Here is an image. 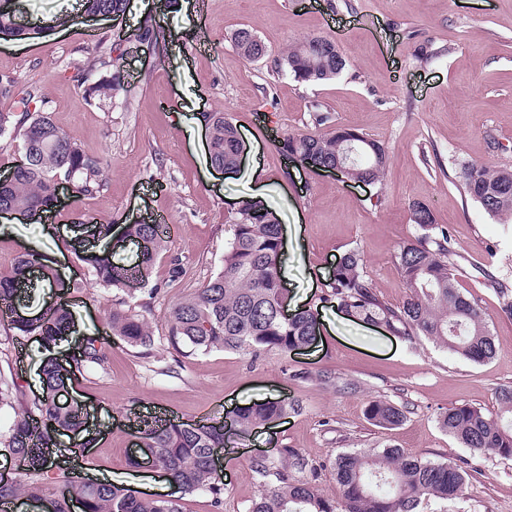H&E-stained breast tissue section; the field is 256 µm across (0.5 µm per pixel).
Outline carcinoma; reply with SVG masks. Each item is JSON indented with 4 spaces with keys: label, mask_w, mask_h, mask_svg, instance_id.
Returning <instances> with one entry per match:
<instances>
[{
    "label": "carcinoma",
    "mask_w": 512,
    "mask_h": 512,
    "mask_svg": "<svg viewBox=\"0 0 512 512\" xmlns=\"http://www.w3.org/2000/svg\"><path fill=\"white\" fill-rule=\"evenodd\" d=\"M84 13L108 17L125 12L127 0H80ZM28 29L18 26L7 12L0 11V40H20ZM239 54L248 61H265L271 71L288 74L305 83H321L338 76L346 66L339 47L331 38L311 36L270 55L264 42L241 25L230 33ZM143 41L160 48L166 33L147 15L139 25L110 45L107 56L91 61L74 75L89 98L116 99L124 83L123 59L127 51ZM0 99L13 101V109L0 110V151L21 138L23 154L16 161L13 177L0 183V211H17L33 219L58 206L61 183L71 184L75 200L92 196L104 187L101 159L87 154L53 121L48 99L41 86L29 85L17 93L15 79L0 74ZM209 161L215 167L231 168L239 153L237 126L216 113L209 120ZM277 151L296 154L314 170L342 165L355 182L375 183L383 179L389 156L386 147L354 129L334 125L322 135L283 133ZM459 182L464 193L490 217L512 223V168L464 163ZM414 228L412 236L400 243L394 260L405 288L397 305L377 294L359 249H351L339 260L329 288L338 307L347 314L380 325L408 341L428 340L472 363H484L496 354L489 316L472 295H465L458 280V253L448 225L436 222L424 203L409 205ZM270 211L259 201L241 202L235 217L225 228L224 266L203 288L175 304L170 313L168 346L181 353L218 348L259 358L270 350L284 354L310 345L317 325L315 313L304 310L285 319L279 308L286 299L281 285V226L267 223ZM126 237L151 246L140 251L139 260L126 264L115 253L92 260L96 284L121 287L130 280L150 287L153 269L165 247L160 224H130ZM171 287L183 273L182 259L168 257ZM59 295L82 288L64 279L40 262L35 254L19 256L9 274L0 276V305L14 311L37 301L42 283ZM500 306L498 315L512 319V289L497 280L489 281ZM112 335L125 344L150 353L154 338L143 318L125 303L105 310ZM19 336L36 334L47 346L66 340L72 333L73 318L63 305H54L38 321L10 320ZM110 360V344L97 337L87 338L79 347L75 366L67 367L46 359L41 368V397L23 403L17 411L8 437L0 451L22 456L27 463V484H0V499L24 495L39 497L51 481L57 497L53 512H70L74 499L82 500L81 512H181L176 495L198 491L210 497L212 512L224 509V475L212 460V449L224 447V427L213 424L141 422V444L149 449L153 468L166 477L172 494L154 497L123 484L83 481L66 469H54L50 462L57 437L79 433L86 424L81 401L68 404L56 396L81 368L104 369ZM497 412H484L470 405L454 406L440 415L438 423L448 435L478 457L512 459V384L494 388ZM300 405L265 401L239 409L234 415L244 434L297 413ZM374 425L393 428L404 420L399 406L375 400L367 407ZM249 467L259 484L249 512H422L423 503L446 501L465 495L471 473L468 462L434 461L400 448H362L339 451L326 460L310 458L298 448H282L265 459H252ZM331 469L337 494L321 496L317 481Z\"/></svg>",
    "instance_id": "carcinoma-1"
}]
</instances>
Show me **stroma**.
Segmentation results:
<instances>
[{
	"label": "stroma",
	"instance_id": "stroma-1",
	"mask_svg": "<svg viewBox=\"0 0 512 512\" xmlns=\"http://www.w3.org/2000/svg\"><path fill=\"white\" fill-rule=\"evenodd\" d=\"M32 23L27 39L0 41V73L19 88L41 85L54 122L105 163L104 189L79 201L63 199L42 223L0 217V273L32 250L81 290L67 296L75 331L54 353L71 358L84 337L110 338L104 312L113 301L145 310L155 339L143 355L111 340V363L84 369L67 395L87 401L96 433L77 457L82 477L128 476L139 419L168 415L195 423L200 413L228 421L232 409L266 397L296 400L299 413L231 438L224 512H248L258 493L249 459L270 448H298L325 458L340 450L395 446L436 461H468L466 494L430 503L425 512H512V460L473 456L443 431L440 413L468 404L495 410L493 389L512 384V320L499 316L487 279L512 285V224L491 218L466 196L461 164L512 167V0H177L160 14L167 48L140 47L126 59L116 102L90 100L72 80L77 67L104 54L114 39L154 11L157 0H130L117 20L87 17L77 0H21ZM247 26L270 54L306 36L336 40L347 59L334 80L306 84L247 62L229 39ZM238 128L241 165L213 171L207 149L209 114ZM380 141L389 151L381 182L343 181L278 154L283 132L311 133L314 113ZM260 196L282 225L288 308L318 313V342L288 355L258 360L224 350L196 351L174 365L167 349L173 304L202 288L223 265L224 226L240 200ZM422 201L448 225L459 254V283L491 315L493 359L473 364L429 341L410 343L337 308L327 286L331 271L360 249L376 292L396 304L404 297L393 254L413 233L409 204ZM183 274L160 294L106 290L72 246L69 225L98 221L122 234L125 225L157 220ZM46 351L36 337L16 336L0 323V382L17 380L25 400L39 389ZM335 374V385L319 372ZM405 411L393 429L366 417L369 401Z\"/></svg>",
	"mask_w": 512,
	"mask_h": 512
}]
</instances>
